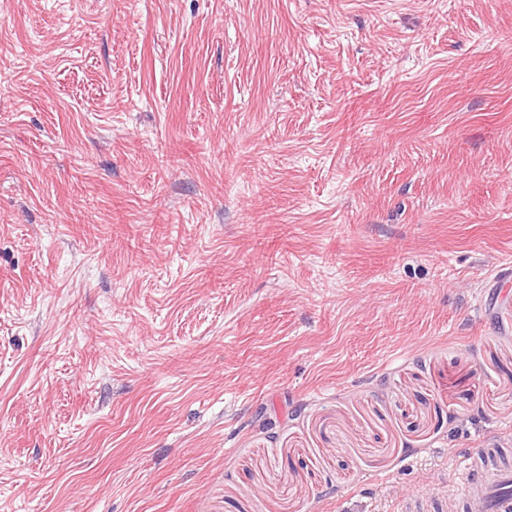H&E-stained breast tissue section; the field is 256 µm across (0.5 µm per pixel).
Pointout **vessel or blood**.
<instances>
[{"instance_id":"1","label":"vessel or blood","mask_w":512,"mask_h":512,"mask_svg":"<svg viewBox=\"0 0 512 512\" xmlns=\"http://www.w3.org/2000/svg\"><path fill=\"white\" fill-rule=\"evenodd\" d=\"M461 470L470 489L455 512H512V450L478 449L463 457Z\"/></svg>"}]
</instances>
